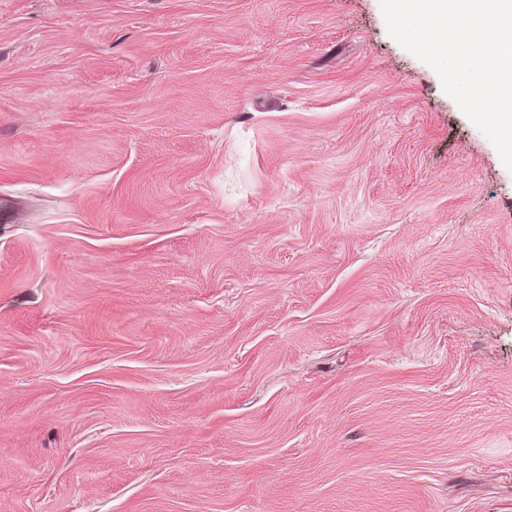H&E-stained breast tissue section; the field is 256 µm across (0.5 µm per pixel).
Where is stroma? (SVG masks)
Wrapping results in <instances>:
<instances>
[{"label": "stroma", "mask_w": 512, "mask_h": 512, "mask_svg": "<svg viewBox=\"0 0 512 512\" xmlns=\"http://www.w3.org/2000/svg\"><path fill=\"white\" fill-rule=\"evenodd\" d=\"M0 512H512V170L381 0H0Z\"/></svg>", "instance_id": "1"}]
</instances>
